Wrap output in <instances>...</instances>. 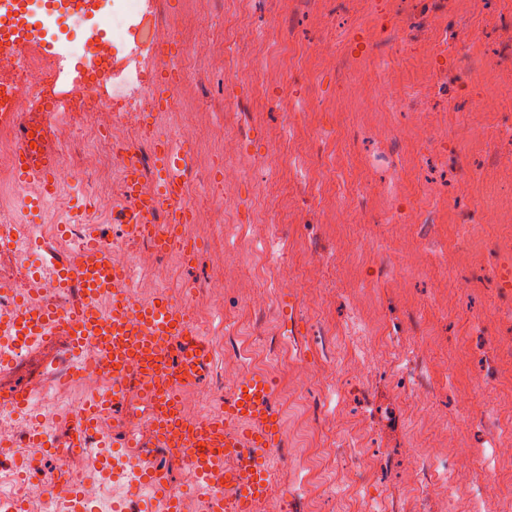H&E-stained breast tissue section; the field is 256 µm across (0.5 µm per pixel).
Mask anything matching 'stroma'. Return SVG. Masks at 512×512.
I'll use <instances>...</instances> for the list:
<instances>
[{"mask_svg": "<svg viewBox=\"0 0 512 512\" xmlns=\"http://www.w3.org/2000/svg\"><path fill=\"white\" fill-rule=\"evenodd\" d=\"M192 66L180 90L210 187L224 142L253 166L233 224H186L181 295L224 275L211 372L266 375L290 512H512V0H153ZM245 46L222 48L239 13ZM402 111H391L387 92ZM240 102L237 120L224 106ZM273 237L287 279L260 282ZM489 464V473L475 460Z\"/></svg>", "mask_w": 512, "mask_h": 512, "instance_id": "1", "label": "stroma"}]
</instances>
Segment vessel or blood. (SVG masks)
<instances>
[{
    "label": "vessel or blood",
    "instance_id": "1",
    "mask_svg": "<svg viewBox=\"0 0 512 512\" xmlns=\"http://www.w3.org/2000/svg\"><path fill=\"white\" fill-rule=\"evenodd\" d=\"M0 127L15 129L19 135L13 171L18 178L38 185L39 197L25 205L27 212H35L42 200L58 191L61 160L52 120L47 115L25 120L20 104L10 101L0 105ZM188 156L186 148L160 144L158 190L141 196L137 193V158L134 151H126V190L133 203L120 213L119 221L128 236L148 239L161 251H184L180 227L193 219L179 202ZM162 208L169 219L155 223L154 214ZM57 272L82 288L80 302L65 314L41 307L1 319L0 333L35 336L47 342L62 336L71 344L94 347L101 374L118 384L135 385L142 396L151 424V447L173 448L184 456L197 483L201 512H251L269 491L267 453L282 441L280 418L269 408L270 380L261 374L248 375L225 400L223 415L184 421L182 389L200 381L211 359L206 332L166 294L138 300L129 278L114 266L111 248L103 243L91 242L66 259ZM105 298L112 304L103 310L99 303ZM120 402L112 392L105 401L83 409L72 423L71 440H78L96 415L118 408ZM234 451L241 455L237 469L226 464ZM139 477L153 489L156 512H181V500L164 469L147 465Z\"/></svg>",
    "mask_w": 512,
    "mask_h": 512
}]
</instances>
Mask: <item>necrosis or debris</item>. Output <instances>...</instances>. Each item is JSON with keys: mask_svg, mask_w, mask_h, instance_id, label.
Returning <instances> with one entry per match:
<instances>
[{"mask_svg": "<svg viewBox=\"0 0 512 512\" xmlns=\"http://www.w3.org/2000/svg\"><path fill=\"white\" fill-rule=\"evenodd\" d=\"M17 2L12 15L0 13V76H11L7 93L21 103L40 96L57 55L53 43L43 41L28 25L31 0ZM43 7L47 15L71 16L88 26L84 42L63 44L76 60L70 102H84L103 83L113 84L114 96L126 100L120 113L105 104L89 109L92 133L117 135L119 150L108 161L96 150L83 151L75 164L60 169V183L65 187L82 183L108 163L121 166L123 150L133 148L142 160L141 189L155 192L154 155L159 137L148 132L142 117L155 109L146 52L166 43L163 27H144L146 13L140 0H43ZM116 16L127 23L126 36L114 33ZM6 216V211H0V236L10 256L8 263L0 264V317L22 312L30 303L67 312L80 301L81 290L74 284L62 286L52 270L38 263L45 246L43 225L9 224ZM112 262L128 271L138 262L161 269L166 255L146 241L124 239L114 243ZM34 283L39 286L38 294L21 300V288ZM95 363L96 353L88 347L0 337V460H10L6 466L0 463V512H128L130 503L149 504L152 492L136 477L137 458L119 448L129 437L148 432L141 410L129 409L122 420L106 426L94 424L78 446L69 449L66 459L53 466L47 463L46 443L57 440L62 424L79 409L73 400L74 389L89 397L106 387L105 378L94 370ZM21 375L30 397L18 408L9 396Z\"/></svg>", "mask_w": 512, "mask_h": 512, "instance_id": "1", "label": "necrosis or debris"}]
</instances>
